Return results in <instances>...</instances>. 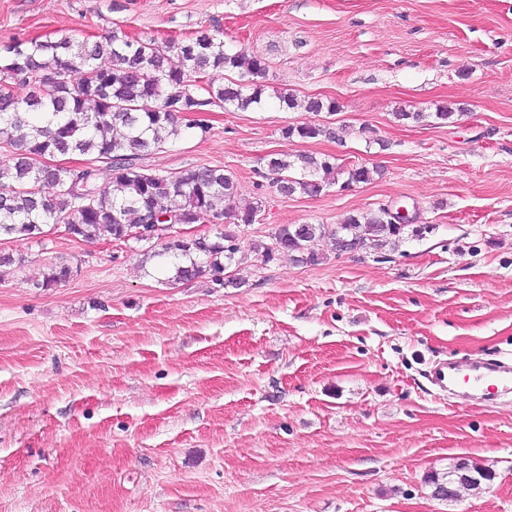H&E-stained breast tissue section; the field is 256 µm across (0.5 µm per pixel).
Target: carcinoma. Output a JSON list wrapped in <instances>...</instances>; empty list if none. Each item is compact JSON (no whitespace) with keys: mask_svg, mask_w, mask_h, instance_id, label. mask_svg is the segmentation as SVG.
<instances>
[{"mask_svg":"<svg viewBox=\"0 0 512 512\" xmlns=\"http://www.w3.org/2000/svg\"><path fill=\"white\" fill-rule=\"evenodd\" d=\"M109 64L99 63L102 57ZM177 58L179 64L172 63ZM237 74L225 80L224 74ZM266 62L226 47L224 37L197 31L182 40L162 43L129 36L121 28L103 41L78 40L63 34L55 40L17 42L0 55V146L9 161L0 164V238H41L62 226L84 242L114 239L143 241L140 231L154 215H179L194 224L205 214L231 220L236 226L256 221L257 207L236 205L237 185L232 173L219 166H196L174 174L148 172L141 157L177 139L183 129L207 127L182 123L181 117L211 105L248 110L261 105V79ZM28 94H17V85ZM279 106L306 112H336L334 100L299 99L276 94ZM443 123L454 116L445 107L434 114L400 111V122L419 123L429 117ZM346 127L334 131L321 124L302 123L283 129L287 140L341 138ZM88 157L82 168L47 167V156ZM110 159L109 181L99 183L97 164ZM265 166L273 186L293 193L318 195L339 184L341 175L355 185L368 183L380 173L358 165L343 172L326 155L269 154ZM432 224H395L386 208L352 215L329 229L323 224H286L272 235V244L255 249L271 261L286 253L293 260L319 261L315 244L330 237L339 253L400 243L404 236L423 238ZM238 236L219 232L213 239L198 237L168 243L150 257L175 283L204 275L217 280L225 263L239 251ZM71 270L54 268L38 288H53L66 281ZM466 479L477 489L492 479V471L458 458L444 473H433L427 483L446 502L452 483Z\"/></svg>","mask_w":512,"mask_h":512,"instance_id":"obj_1","label":"carcinoma"}]
</instances>
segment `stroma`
<instances>
[{"label": "stroma", "instance_id": "obj_1", "mask_svg": "<svg viewBox=\"0 0 512 512\" xmlns=\"http://www.w3.org/2000/svg\"><path fill=\"white\" fill-rule=\"evenodd\" d=\"M118 26L219 29L265 60L261 106L195 113L206 134L142 159L224 167L259 213L225 288L167 281L144 242L0 245V512H512V393L465 405L429 381L441 360H512V0H0V48ZM280 91L340 110H284ZM445 106L448 124L394 118ZM311 122L348 132L283 138ZM274 152L382 174L285 196ZM394 205L432 232L341 255L326 238L314 264L256 250ZM459 457L492 481L432 499L426 477Z\"/></svg>", "mask_w": 512, "mask_h": 512}]
</instances>
